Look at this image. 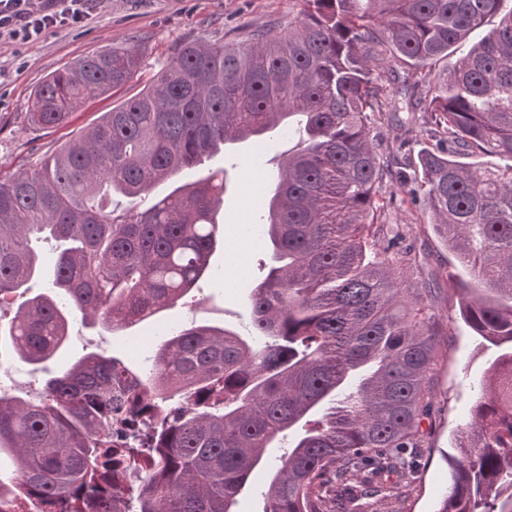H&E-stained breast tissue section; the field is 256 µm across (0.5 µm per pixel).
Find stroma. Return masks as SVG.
<instances>
[{
  "mask_svg": "<svg viewBox=\"0 0 512 512\" xmlns=\"http://www.w3.org/2000/svg\"><path fill=\"white\" fill-rule=\"evenodd\" d=\"M93 10V20L49 30L34 44L0 40L1 182L34 168L96 123L114 104L139 92L183 45L238 42L259 28L286 29L295 16L291 0H93ZM123 42L136 44L142 55L141 68L130 82L110 94L86 100L63 126L41 128L31 123L33 92L39 84L84 56ZM371 134L384 158L404 164L416 161L425 145L420 136L403 140L395 125L375 124ZM300 141L296 133L268 136L260 164L248 142L227 148L208 161V168L227 171L222 212L225 243L211 259L223 274V285L200 280L176 306L114 334L72 319L64 346L47 361L45 370L31 372L29 366L13 359L0 362V369L15 379L16 395L39 396L49 376L91 352L149 365L154 345L134 350L129 342L136 336L154 335L164 325H211L248 336L250 297L267 274L269 254L257 233L246 230L250 186L245 174L254 168L260 177L275 179L278 160L296 149ZM413 186L410 179H388L377 187L376 197L384 208L378 211L376 224L393 236L395 250L405 255L398 268L403 284L424 289L438 336L429 376L430 403L414 450L419 461L417 477L402 484L398 498L380 502L378 512H435L448 488V465L443 455L452 451L455 433L468 423L477 383L496 355L495 347L477 336L459 315V281L466 273L434 232L429 213L412 201L409 191Z\"/></svg>",
  "mask_w": 512,
  "mask_h": 512,
  "instance_id": "stroma-1",
  "label": "stroma"
}]
</instances>
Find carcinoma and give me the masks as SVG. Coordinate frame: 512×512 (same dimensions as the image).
<instances>
[{
	"instance_id": "obj_1",
	"label": "carcinoma",
	"mask_w": 512,
	"mask_h": 512,
	"mask_svg": "<svg viewBox=\"0 0 512 512\" xmlns=\"http://www.w3.org/2000/svg\"><path fill=\"white\" fill-rule=\"evenodd\" d=\"M285 32L183 46L139 93L35 168L0 182V300L62 246L53 288L0 321V358L38 370L68 318L111 332L175 305L224 246V169L150 196L236 142L302 132L259 221L271 267L250 298L251 337L174 329L149 369L90 353L36 399L0 396V512H237L266 450L303 424L269 472L262 512H350L412 472L434 363V317L372 232L394 177L370 124L421 113L434 141L412 193L467 279L465 322L498 353L479 383L437 512H512V6L508 0H293ZM500 21L466 54L457 44ZM441 62L436 72L432 65ZM138 50L110 45L43 81L30 118L66 123L125 86ZM391 83L384 82L385 75ZM492 155L488 167L459 161ZM130 200L120 214L112 198Z\"/></svg>"
}]
</instances>
